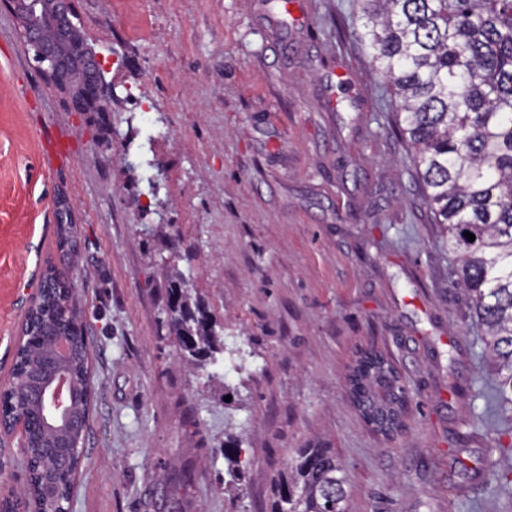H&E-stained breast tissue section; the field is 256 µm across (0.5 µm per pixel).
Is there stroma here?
<instances>
[{
    "mask_svg": "<svg viewBox=\"0 0 512 512\" xmlns=\"http://www.w3.org/2000/svg\"><path fill=\"white\" fill-rule=\"evenodd\" d=\"M353 3L76 0L90 47L118 57L93 125L44 87L0 10V383L43 273L64 268L94 390L73 512H268L309 445L343 464L347 512H512V485L482 475L512 453V417L390 93L336 33L360 26ZM175 271L215 314L232 374L178 361L161 323ZM370 348L409 389L391 437L347 393ZM22 485L20 439L0 432V498Z\"/></svg>",
    "mask_w": 512,
    "mask_h": 512,
    "instance_id": "stroma-1",
    "label": "stroma"
}]
</instances>
